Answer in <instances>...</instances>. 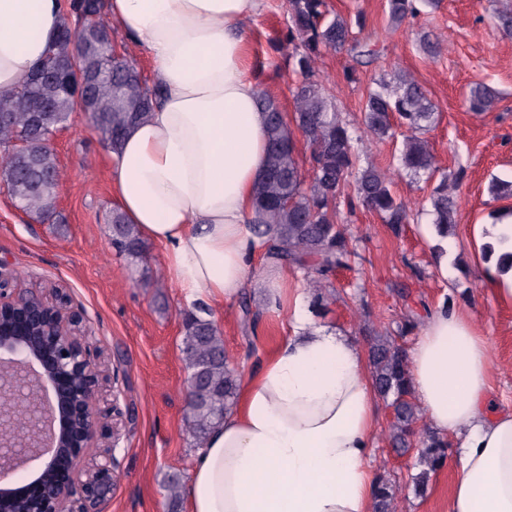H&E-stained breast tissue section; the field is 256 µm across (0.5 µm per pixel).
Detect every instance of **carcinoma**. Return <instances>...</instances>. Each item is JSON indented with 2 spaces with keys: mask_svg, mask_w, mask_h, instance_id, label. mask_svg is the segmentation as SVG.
<instances>
[{
  "mask_svg": "<svg viewBox=\"0 0 512 512\" xmlns=\"http://www.w3.org/2000/svg\"><path fill=\"white\" fill-rule=\"evenodd\" d=\"M387 0L393 21L401 23L418 15L416 2ZM291 25L279 45L288 63L302 80L291 97V112L298 131L311 149V169L303 172L293 142L288 116L280 103L260 90L259 105L267 112V157L256 189L253 232L267 238V257L289 267L306 269V288L322 298L327 276L346 264L351 254L343 225L336 222V199L351 189V200L376 213L397 229L409 223V202L396 196V180L433 176L438 167L428 142L417 136L435 122L436 108L419 83L406 72L396 85L385 81L369 89L362 126L356 132L341 120L335 96L324 86L326 56L347 50L353 61L368 64L377 51L360 40L353 29L364 30L366 19L356 14L347 19L329 10L327 0H288ZM65 23L55 43L34 75L22 88L0 95V113L10 116L0 124V183L18 207L44 219L56 214L60 171L48 141L74 112L89 114L103 136L106 148L119 150L126 131L144 119L160 90L142 81L136 65L117 50L114 30L103 18L104 0H65ZM78 60L87 84L64 88L63 67ZM495 92L486 84L469 91V110L487 112ZM413 134L406 137L400 167L360 166V147L395 136L394 121ZM430 215L437 234L448 236L455 227L456 202L448 194V176H441L430 197ZM112 247L132 260L142 258L145 245L135 225L124 215L112 213ZM505 239L484 246V254L496 257L503 273L512 270V250L501 252ZM199 307L185 313L182 354L186 378V428L196 447H201L224 411L234 404L239 387L237 371L230 367L224 339L218 327L202 316ZM367 360L375 390L390 410L393 447L407 451L420 420L412 397L406 351L391 336L369 341ZM448 440L427 430L417 454L427 466L415 477L424 486L428 474L447 459ZM392 483L382 478L374 494V512H391Z\"/></svg>",
  "mask_w": 512,
  "mask_h": 512,
  "instance_id": "obj_1",
  "label": "carcinoma"
}]
</instances>
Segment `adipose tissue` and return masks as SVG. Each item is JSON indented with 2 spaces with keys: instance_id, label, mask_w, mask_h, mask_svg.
<instances>
[{
  "instance_id": "1",
  "label": "adipose tissue",
  "mask_w": 512,
  "mask_h": 512,
  "mask_svg": "<svg viewBox=\"0 0 512 512\" xmlns=\"http://www.w3.org/2000/svg\"><path fill=\"white\" fill-rule=\"evenodd\" d=\"M261 0H107L113 28L141 46L162 92L110 158L112 192L141 236L164 248L186 303L241 296L265 253L251 224L266 158V114L244 66L245 26ZM64 21L61 0H0V93L24 86ZM270 263L271 302L291 333L242 382L198 448L186 512H373L367 464L377 411L365 352L317 324L312 297L286 296ZM431 431L456 441L448 512H512V411L489 399L491 353L470 319L440 309L407 352Z\"/></svg>"
}]
</instances>
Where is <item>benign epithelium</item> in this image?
Segmentation results:
<instances>
[{
    "label": "benign epithelium",
    "instance_id": "obj_1",
    "mask_svg": "<svg viewBox=\"0 0 512 512\" xmlns=\"http://www.w3.org/2000/svg\"><path fill=\"white\" fill-rule=\"evenodd\" d=\"M0 366L12 370L0 396L29 415L18 430L12 412L0 409V506L97 512L102 491L116 482L122 411L115 402L96 406L107 365L65 289L12 295L0 288ZM32 460L35 477L17 484L16 469Z\"/></svg>",
    "mask_w": 512,
    "mask_h": 512
}]
</instances>
